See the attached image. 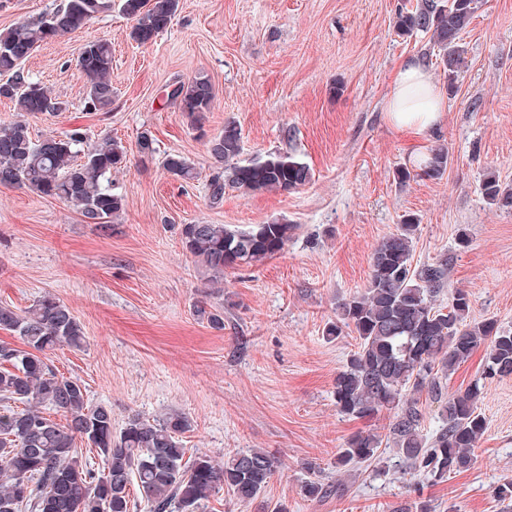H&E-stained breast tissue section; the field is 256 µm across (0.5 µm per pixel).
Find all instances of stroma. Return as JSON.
<instances>
[{"mask_svg": "<svg viewBox=\"0 0 512 512\" xmlns=\"http://www.w3.org/2000/svg\"><path fill=\"white\" fill-rule=\"evenodd\" d=\"M405 0H179L167 30L141 45L119 9L42 45L24 74L68 104L30 118L38 136L80 130L88 140H121L129 161L113 176L125 211L92 224L68 203L0 186V303L23 309L50 293L80 321L87 344L49 352L64 376L84 381L92 404L112 409L114 429L132 415L169 410L193 422L189 454L215 459L242 449L276 453L280 470L267 488L289 512H394L429 501L434 512H512L495 491L512 480V376L484 382L486 429L470 470L433 484L375 465L337 467L357 432H383L386 414L349 419L336 410L337 373L356 339L327 340L336 301L367 283L374 248L405 216L419 219L414 260L453 256L450 289L465 290L470 316L512 329V212L487 204V173L512 183V0H482L462 34L466 65L446 89L439 124L419 137L396 130L384 109L398 65L424 58L427 36L399 37L395 13ZM112 43V105H84L75 67L80 44ZM210 79L215 99L203 130L168 99L170 85ZM241 131V160L286 151L307 163L310 184L291 192L210 196L217 167L209 138L227 122ZM151 131L157 157L140 162L137 138ZM447 145L448 168L419 176V158ZM185 156L198 176L171 177L161 158ZM416 171L406 183L397 167ZM282 222L295 231L285 250L227 270L208 287L183 250L180 224ZM469 243L460 247L458 235ZM221 311L217 330L195 308ZM344 492L310 500L300 493L306 464Z\"/></svg>", "mask_w": 512, "mask_h": 512, "instance_id": "35a3bbf8", "label": "stroma"}]
</instances>
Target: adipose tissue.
<instances>
[{
    "mask_svg": "<svg viewBox=\"0 0 512 512\" xmlns=\"http://www.w3.org/2000/svg\"><path fill=\"white\" fill-rule=\"evenodd\" d=\"M444 107V96L425 65L409 60L398 68L385 100L393 127L428 131L439 122Z\"/></svg>",
    "mask_w": 512,
    "mask_h": 512,
    "instance_id": "ef3b65f1",
    "label": "adipose tissue"
}]
</instances>
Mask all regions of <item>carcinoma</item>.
<instances>
[{"label":"carcinoma","mask_w":512,"mask_h":512,"mask_svg":"<svg viewBox=\"0 0 512 512\" xmlns=\"http://www.w3.org/2000/svg\"><path fill=\"white\" fill-rule=\"evenodd\" d=\"M178 0H120L123 14L133 21L129 38L152 42L171 24ZM480 8V0H417L396 13L398 35L429 36L430 57L448 75V89L465 66L461 34ZM112 9V0H63L54 11L23 19L0 31V97L15 102L26 115H52L65 103L39 82L24 75L23 66L37 49L58 37L84 28L97 15ZM86 79V107L104 111L112 105V44L93 39L83 43L75 59ZM168 98L190 126L199 129L214 102V88L205 76L178 82ZM79 133L34 138L25 119L0 124V185L25 188L43 198L69 203L93 224H105L125 209L124 196L113 192L112 174L127 166V150L105 135L87 146ZM141 160L153 158L151 131L137 139ZM210 157L224 165L213 176L212 198L229 186L244 195L289 193L310 183L309 166L286 152H271L242 164L241 132L233 122L207 142ZM448 147L430 149L421 167L430 178L443 176ZM166 172L185 182L197 177L181 154L169 153ZM487 203L512 211V185L490 173L482 183ZM418 218L407 215L397 230L374 249L364 289L336 302V321L324 334L356 336V349L336 375L337 411L355 418L392 413L381 436L361 432L338 456V465L384 462L381 447L393 449V466L437 483L469 470L473 448L486 428L479 408L483 380L512 375V330L494 318H470L468 294L456 290L448 305L438 303L448 285L453 257L441 255L431 263H413ZM295 226L272 222L239 227L231 224H181L183 250L211 284L224 281V272L253 266L285 250ZM196 315L214 329L224 328L223 313L200 305ZM0 331L21 340L16 347L0 343V512H130L131 487H137L149 512H198L202 502L225 489L237 501L258 512H288L284 502L263 498L278 460L264 449L238 450L224 462L207 454L186 457L184 435L192 421L172 411L153 420L134 415L118 433L112 409L89 403L85 383L65 377L47 362L59 347L86 345L83 328L71 309L44 294L23 311L0 304ZM485 350L481 377L443 398L442 381L478 349ZM440 404L441 425L429 437L422 431L425 413L420 394ZM64 416L59 423L46 410ZM103 456L99 470L82 459L77 440ZM330 485L313 478L301 485L311 500L323 498Z\"/></svg>","instance_id":"carcinoma-1"}]
</instances>
